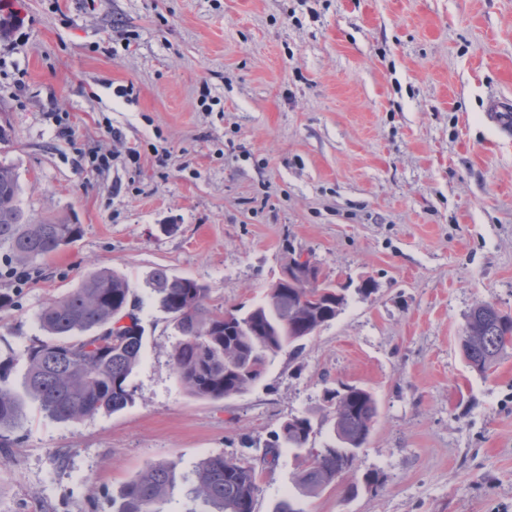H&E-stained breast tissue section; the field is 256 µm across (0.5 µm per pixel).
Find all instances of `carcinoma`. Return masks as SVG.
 <instances>
[{"label": "carcinoma", "instance_id": "obj_1", "mask_svg": "<svg viewBox=\"0 0 512 512\" xmlns=\"http://www.w3.org/2000/svg\"><path fill=\"white\" fill-rule=\"evenodd\" d=\"M20 185L10 165L0 163V250L10 261L25 265L44 259L81 236L79 224L34 222L19 203ZM146 285L160 308L172 315L180 340L171 357L180 379L195 396L223 399L258 383L268 362L278 354L296 353L300 342L312 337L342 310L336 288L309 282L292 286L277 282L264 302L243 314L234 325L224 323V312L207 307L208 288L189 277L155 269ZM134 291L122 276L108 270H90L77 287L48 299L37 322L54 341H39L21 355L0 356V383L11 374L17 358L27 370L24 395L0 386V447L23 426L24 398L40 403L49 416L78 422L101 411L117 412L133 401L128 379L138 364L145 330L130 311ZM469 315L461 349L472 368L485 372L512 345V315L490 304ZM130 324L117 325L122 317ZM79 340L74 341L72 337ZM332 409L335 444L312 454L298 480L302 491L315 492L355 468L358 452L367 443L377 416L373 395L345 385L325 391ZM313 433L309 416L293 417L282 425L264 455L278 460L277 448H305ZM176 464L152 463L112 500V512H158L153 505L176 480ZM194 493L206 512H254L258 486L256 470L222 455L202 459L195 470Z\"/></svg>", "mask_w": 512, "mask_h": 512}]
</instances>
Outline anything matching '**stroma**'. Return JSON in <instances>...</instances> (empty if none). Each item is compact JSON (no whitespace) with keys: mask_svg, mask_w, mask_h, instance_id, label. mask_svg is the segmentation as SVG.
<instances>
[{"mask_svg":"<svg viewBox=\"0 0 512 512\" xmlns=\"http://www.w3.org/2000/svg\"><path fill=\"white\" fill-rule=\"evenodd\" d=\"M9 2L0 163L32 219L83 232L23 282L0 252V352L45 339L41 307L92 269L129 281L145 344L123 410L71 424L27 403L0 448V512H112L165 461L160 512H202L201 459H259L300 415L315 433L264 465L256 512H512V346L480 373L459 344L476 305L512 314V132L485 110L512 97V0ZM298 255L342 311L245 392L190 394L147 276L246 310ZM342 383L374 395L376 423L355 470L306 496Z\"/></svg>","mask_w":512,"mask_h":512,"instance_id":"obj_1","label":"stroma"}]
</instances>
